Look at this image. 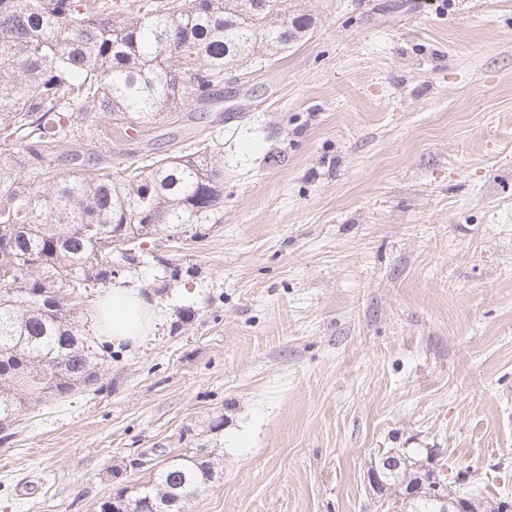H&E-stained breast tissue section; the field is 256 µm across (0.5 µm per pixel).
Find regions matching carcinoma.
Listing matches in <instances>:
<instances>
[{
    "label": "carcinoma",
    "mask_w": 512,
    "mask_h": 512,
    "mask_svg": "<svg viewBox=\"0 0 512 512\" xmlns=\"http://www.w3.org/2000/svg\"><path fill=\"white\" fill-rule=\"evenodd\" d=\"M286 0H0V433L42 403L99 390L110 347L87 329L79 291L112 284L162 227L197 236L224 202L221 153L206 145L112 171V141L133 123L209 103L224 71L287 50L312 25ZM109 124L88 138L94 118ZM82 152L65 153L71 142ZM224 450L187 448L122 485L96 512H190L223 475ZM410 512H442L410 456L381 476ZM470 512H503L469 497Z\"/></svg>",
    "instance_id": "cac0c4a2"
}]
</instances>
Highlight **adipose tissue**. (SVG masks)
Segmentation results:
<instances>
[{
    "label": "adipose tissue",
    "instance_id": "adipose-tissue-1",
    "mask_svg": "<svg viewBox=\"0 0 512 512\" xmlns=\"http://www.w3.org/2000/svg\"><path fill=\"white\" fill-rule=\"evenodd\" d=\"M156 319L155 302L131 286L113 287L95 309V323L100 336L115 346L137 345L149 335Z\"/></svg>",
    "mask_w": 512,
    "mask_h": 512
}]
</instances>
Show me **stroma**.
I'll list each match as a JSON object with an SVG mask.
<instances>
[{
  "mask_svg": "<svg viewBox=\"0 0 512 512\" xmlns=\"http://www.w3.org/2000/svg\"><path fill=\"white\" fill-rule=\"evenodd\" d=\"M303 8L209 112L114 147L119 171L215 146L224 202L124 265L151 336L0 441V512H92L146 479L131 460L201 444L224 476L191 512H379L391 448L512 504V0Z\"/></svg>",
  "mask_w": 512,
  "mask_h": 512,
  "instance_id": "obj_1",
  "label": "stroma"
}]
</instances>
